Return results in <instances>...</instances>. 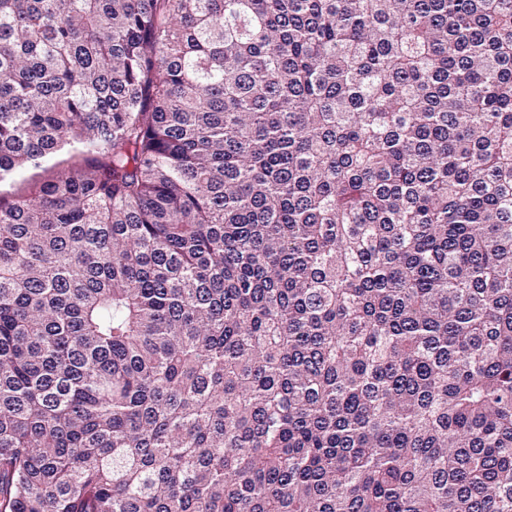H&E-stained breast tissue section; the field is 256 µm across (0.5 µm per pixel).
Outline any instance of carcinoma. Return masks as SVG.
<instances>
[{
    "instance_id": "obj_1",
    "label": "carcinoma",
    "mask_w": 512,
    "mask_h": 512,
    "mask_svg": "<svg viewBox=\"0 0 512 512\" xmlns=\"http://www.w3.org/2000/svg\"><path fill=\"white\" fill-rule=\"evenodd\" d=\"M0 512H512V0H0ZM54 160L42 162L40 166L29 167L20 177L17 178L16 182L11 187H4L12 192H23L27 188H30L34 183L43 181L46 179L52 171Z\"/></svg>"
}]
</instances>
